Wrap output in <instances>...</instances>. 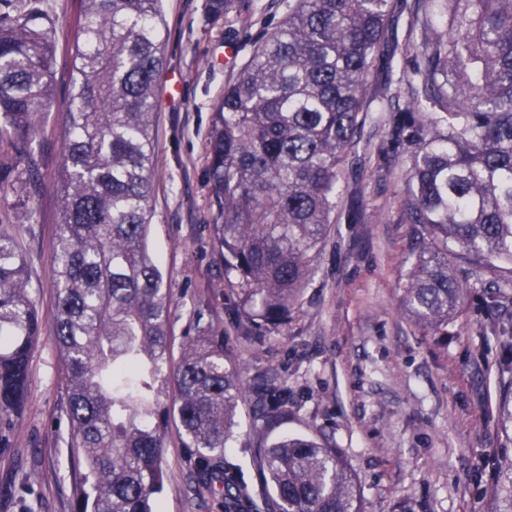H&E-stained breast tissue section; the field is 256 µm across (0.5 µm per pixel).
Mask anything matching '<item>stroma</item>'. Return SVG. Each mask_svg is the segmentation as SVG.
<instances>
[{
  "instance_id": "stroma-1",
  "label": "stroma",
  "mask_w": 512,
  "mask_h": 512,
  "mask_svg": "<svg viewBox=\"0 0 512 512\" xmlns=\"http://www.w3.org/2000/svg\"><path fill=\"white\" fill-rule=\"evenodd\" d=\"M57 25L55 90L34 156L0 168V225L15 233L42 311L55 304L53 243L60 206V143L81 0H41ZM207 0H162L166 64L158 79L155 181L149 249L172 297L170 326L184 336L196 316L219 322L246 381L286 382L288 417L257 434L246 394L226 458L261 496L254 453L289 434L337 448L353 470L365 512H494L497 479L512 462L499 421L497 337L487 326L504 308L475 298L446 327L424 332L402 305L410 239L405 222L411 145L384 122L367 124L342 178L330 237L313 279L286 324L250 323L213 241L215 208L207 144L213 106L288 0H235L208 14ZM64 368L44 324L29 362L23 411L0 419V512H74L83 469L71 446ZM158 512H224L221 495L197 493L176 430Z\"/></svg>"
}]
</instances>
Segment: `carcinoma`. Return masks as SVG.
I'll return each mask as SVG.
<instances>
[{"instance_id": "obj_1", "label": "carcinoma", "mask_w": 512, "mask_h": 512, "mask_svg": "<svg viewBox=\"0 0 512 512\" xmlns=\"http://www.w3.org/2000/svg\"><path fill=\"white\" fill-rule=\"evenodd\" d=\"M61 145L52 321L66 366L65 413L85 468L76 512H157L176 423L194 486L224 512H364L334 448L284 436L258 449L256 501L224 451L246 392L210 323L185 333L168 370L171 297L148 238L156 84L165 63L160 0H82ZM446 17L443 33L433 19ZM395 0H288L213 108V237L251 319L276 327L309 286L336 223L341 179L372 112L413 145L411 250L403 304L448 325L473 288L488 308L512 283V0H417L404 44ZM57 29L41 0L0 12V165L32 153L54 97ZM417 58L407 108L369 94L377 60ZM421 113L415 118L414 113ZM462 261V281L453 263ZM15 234L0 227V420L20 413L45 318ZM512 427V355L498 363ZM288 386L256 392L257 417L288 416Z\"/></svg>"}]
</instances>
